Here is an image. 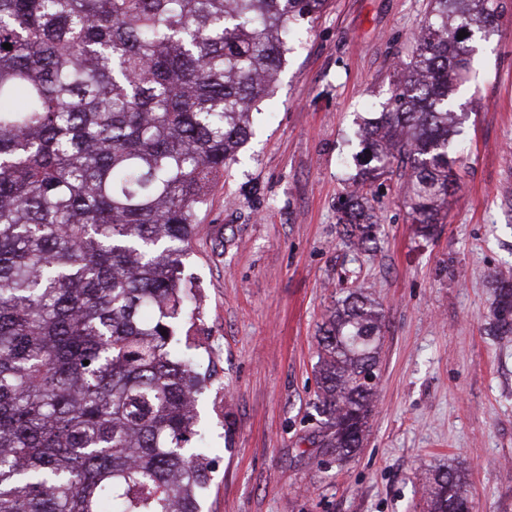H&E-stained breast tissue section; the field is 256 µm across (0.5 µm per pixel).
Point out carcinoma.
<instances>
[{
  "mask_svg": "<svg viewBox=\"0 0 512 512\" xmlns=\"http://www.w3.org/2000/svg\"><path fill=\"white\" fill-rule=\"evenodd\" d=\"M325 3L0 0V512H199L202 379L170 351L194 313L182 258L290 26ZM505 8L428 0L391 108L359 125L364 169L337 221L353 247L377 243L372 186L396 163L417 232L437 231L474 41ZM493 284L490 325L506 338L512 278ZM383 319L354 288L321 327L315 410L338 461L364 441ZM428 499V512L470 510L450 471Z\"/></svg>",
  "mask_w": 512,
  "mask_h": 512,
  "instance_id": "carcinoma-1",
  "label": "carcinoma"
}]
</instances>
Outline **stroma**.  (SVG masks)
Returning <instances> with one entry per match:
<instances>
[{
	"mask_svg": "<svg viewBox=\"0 0 512 512\" xmlns=\"http://www.w3.org/2000/svg\"><path fill=\"white\" fill-rule=\"evenodd\" d=\"M426 6L328 0L301 24L252 137L197 212L183 265L198 308L172 349L207 375L201 512H425L446 468L465 476L472 512H512V343L485 331L489 277L512 270V0L472 61L466 151L437 234L419 236L394 174L374 186L379 248L336 232L355 133L387 107ZM357 285L386 328L368 435L340 462L319 446L317 336Z\"/></svg>",
	"mask_w": 512,
	"mask_h": 512,
	"instance_id": "obj_1",
	"label": "stroma"
}]
</instances>
